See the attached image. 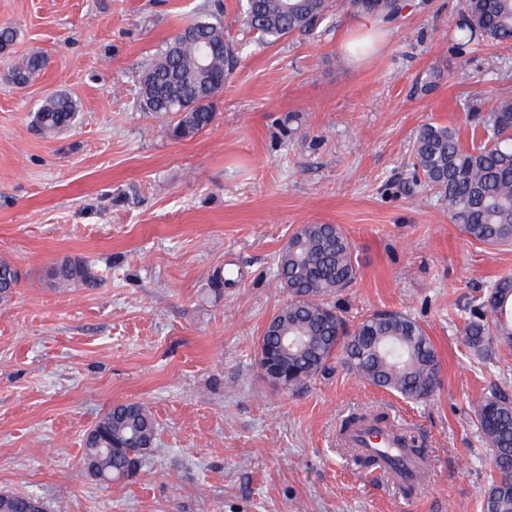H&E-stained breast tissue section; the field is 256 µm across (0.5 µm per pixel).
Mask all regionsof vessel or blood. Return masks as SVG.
Returning <instances> with one entry per match:
<instances>
[{
    "label": "vessel or blood",
    "mask_w": 512,
    "mask_h": 512,
    "mask_svg": "<svg viewBox=\"0 0 512 512\" xmlns=\"http://www.w3.org/2000/svg\"><path fill=\"white\" fill-rule=\"evenodd\" d=\"M346 445L353 448L355 453L364 456H380L391 461L402 460L400 471L394 474L399 485L416 486L434 480L428 459L410 451L409 443L397 425L362 423L349 431Z\"/></svg>",
    "instance_id": "1"
}]
</instances>
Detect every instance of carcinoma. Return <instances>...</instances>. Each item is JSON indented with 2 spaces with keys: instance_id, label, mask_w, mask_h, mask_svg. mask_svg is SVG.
Returning a JSON list of instances; mask_svg holds the SVG:
<instances>
[{
  "instance_id": "cac0c4a2",
  "label": "carcinoma",
  "mask_w": 512,
  "mask_h": 512,
  "mask_svg": "<svg viewBox=\"0 0 512 512\" xmlns=\"http://www.w3.org/2000/svg\"><path fill=\"white\" fill-rule=\"evenodd\" d=\"M348 0L363 16L397 17L401 0ZM331 0H242V23L264 40L276 41L296 31L312 30L329 10ZM453 48L465 54L488 40L512 43V0H465L454 26ZM237 62L224 23L217 16H196L183 25L144 67L139 76V106L144 112L166 116L167 134L193 137L216 119L211 100L223 89ZM38 54L19 59L12 82L27 86L44 68ZM79 112L67 95H49L35 113L39 130L51 135L70 127ZM481 128L479 142L465 147L455 129L426 123L416 131L411 153L419 181L448 201L453 223L470 238L491 246L512 244V100H503L486 116L471 115ZM278 280L288 302L272 317L258 349L276 350L280 337L272 328L288 332L292 346L278 363L288 376V390L306 387L331 369L337 357L360 380L425 402L440 384V366L423 326L408 314L374 312L349 327L330 298L357 278L358 260L351 241L334 224H303L277 258ZM52 278L69 287L88 278L79 261H63ZM19 282L18 271L0 260V301L8 300ZM465 345L484 362L502 347L512 348V275L499 278L480 301L468 309L462 328ZM481 437L491 448V474L482 501L483 512H512V396L501 389L477 403ZM367 420L386 422V415L351 414L340 432ZM95 437L84 442L83 458L92 462L98 480L132 477L152 447L156 424L150 410L137 402L112 406L93 427ZM38 512L45 504L31 495L6 494L10 512Z\"/></svg>"
}]
</instances>
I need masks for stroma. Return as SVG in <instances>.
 Segmentation results:
<instances>
[{
	"mask_svg": "<svg viewBox=\"0 0 512 512\" xmlns=\"http://www.w3.org/2000/svg\"><path fill=\"white\" fill-rule=\"evenodd\" d=\"M462 0H405L385 22L333 0L312 32L267 44L238 0H0L17 38L0 52V259L20 282L0 302V493L47 512H482L491 451L476 426L493 388L512 395V348L480 365L461 331L468 304L512 275V245L464 234L416 182L411 144L432 122L470 144V108L512 100V45L451 52ZM222 10L238 62L216 119L188 139L141 111L138 76L191 18ZM46 67L22 89L20 58ZM441 73L421 92L423 72ZM79 104L69 130L35 125L40 100ZM303 224H335L358 276L348 324L403 311L426 330L441 385L428 401L360 382L340 362L306 388L273 387L258 340L288 300L276 258ZM85 263L86 281L50 269ZM230 269L234 283L211 277ZM156 421L135 477L81 465L87 433L116 403ZM374 408L414 431L434 468L413 497L363 472L336 441ZM52 278L62 287H69L88 278V268L79 261H63L52 268Z\"/></svg>",
	"mask_w": 512,
	"mask_h": 512,
	"instance_id": "1",
	"label": "stroma"
}]
</instances>
